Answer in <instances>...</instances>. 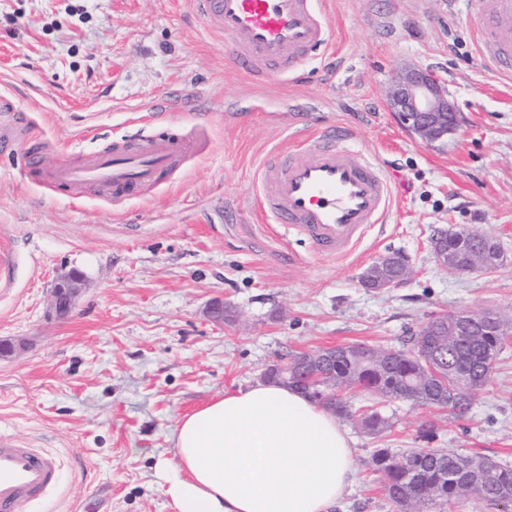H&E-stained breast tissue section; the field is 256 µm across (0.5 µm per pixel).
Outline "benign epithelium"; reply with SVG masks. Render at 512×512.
Returning <instances> with one entry per match:
<instances>
[{
	"label": "benign epithelium",
	"mask_w": 512,
	"mask_h": 512,
	"mask_svg": "<svg viewBox=\"0 0 512 512\" xmlns=\"http://www.w3.org/2000/svg\"><path fill=\"white\" fill-rule=\"evenodd\" d=\"M388 104L397 113L403 126L421 143L434 147L456 134L460 119L455 106L448 100V92L436 75L429 69L414 68L396 74L388 96ZM459 236L463 243L475 250L471 257L472 266L494 269L504 261L498 244L486 239V233L463 230L454 227H439L429 239L430 248L436 263L455 273H467L470 267L458 263L455 253L448 250V237ZM405 265L410 270L404 257L398 254L378 258L360 277L363 287L373 291L395 288L405 281V277L392 275L389 270ZM86 286L85 275L78 270H71L59 275L51 289V307L56 316H67L76 306L81 291ZM479 319V314L461 309L444 321V328L424 329L420 338L412 342L418 347L425 336H458ZM279 374L280 383L288 384V378L297 373L299 365L286 356L273 364Z\"/></svg>",
	"instance_id": "1"
}]
</instances>
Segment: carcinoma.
Segmentation results:
<instances>
[{
	"label": "carcinoma",
	"mask_w": 512,
	"mask_h": 512,
	"mask_svg": "<svg viewBox=\"0 0 512 512\" xmlns=\"http://www.w3.org/2000/svg\"><path fill=\"white\" fill-rule=\"evenodd\" d=\"M488 324L465 330L457 337L447 336L435 346V337L424 338L417 351L379 345L370 356L357 357L344 350L312 371L304 367L292 385L310 397L323 401L327 388L336 389L338 417L356 418L360 428L374 438L393 426L391 419L376 409L358 415L350 410L344 394L359 390L386 402H407L420 408H434L433 394L453 401L448 416H465L475 393L493 380L495 363L505 341L512 336V327L498 330L497 313L486 310ZM480 467L474 487L457 491L451 485L460 459ZM484 456H464L447 448H412L396 452L378 448L370 465L379 474L383 496L397 512H447L455 501L473 496L488 506H499V498L512 494V466Z\"/></svg>",
	"instance_id": "carcinoma-1"
}]
</instances>
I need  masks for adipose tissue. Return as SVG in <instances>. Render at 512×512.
Here are the masks:
<instances>
[{
    "label": "adipose tissue",
    "mask_w": 512,
    "mask_h": 512,
    "mask_svg": "<svg viewBox=\"0 0 512 512\" xmlns=\"http://www.w3.org/2000/svg\"><path fill=\"white\" fill-rule=\"evenodd\" d=\"M171 442L160 471L172 512H331L355 478L336 416L274 381L183 416Z\"/></svg>",
    "instance_id": "adipose-tissue-1"
}]
</instances>
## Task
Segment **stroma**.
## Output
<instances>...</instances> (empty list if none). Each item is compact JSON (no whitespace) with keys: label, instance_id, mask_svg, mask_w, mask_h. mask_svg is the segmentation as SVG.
Instances as JSON below:
<instances>
[{"label":"stroma","instance_id":"35a3bbf8","mask_svg":"<svg viewBox=\"0 0 512 512\" xmlns=\"http://www.w3.org/2000/svg\"><path fill=\"white\" fill-rule=\"evenodd\" d=\"M465 10L464 0H334L332 48L254 91L189 0H0V92L24 116L40 170L142 142L152 130L139 115L175 92V132L205 144L118 206L92 188L48 190L22 155L0 158V237L13 262L0 341L24 343L0 357V432L60 470L21 512H170L158 464L178 419L263 380L279 357L352 343L402 349L429 320L465 308L512 322V79L480 64ZM405 66L433 69L458 108L459 130L441 146L423 145L388 108ZM299 104L349 125L352 148L392 184L388 223L347 257L320 255L252 210L258 167L288 146ZM198 112L212 116L202 130ZM439 224L494 236L505 262L440 268L427 246ZM389 253L407 258L411 276L363 288L362 271ZM73 269L86 287L60 319L51 288ZM216 297L228 310L221 325L206 314ZM381 410L393 422L381 437L344 423L356 476L334 512H396L370 465L378 448H454L512 465V340L466 416L405 402Z\"/></svg>","mask_w":512,"mask_h":512}]
</instances>
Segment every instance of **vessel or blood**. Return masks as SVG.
<instances>
[{
    "instance_id": "vessel-or-blood-1",
    "label": "vessel or blood",
    "mask_w": 512,
    "mask_h": 512,
    "mask_svg": "<svg viewBox=\"0 0 512 512\" xmlns=\"http://www.w3.org/2000/svg\"><path fill=\"white\" fill-rule=\"evenodd\" d=\"M467 24L480 59L512 77V0H466ZM195 16L223 39L230 65L251 88L299 71L330 41L327 0H190ZM22 127L12 104L0 96V156L21 151ZM349 133L293 136L294 148L276 149L263 160L255 187L261 208L274 223L309 239L322 252L349 254L370 225L387 223L393 207L390 183L379 167L348 145ZM197 150L176 133L151 136L145 146L115 144L81 166L63 162L43 183L52 190L95 185L121 201L158 184ZM59 480L53 457L0 433V512H20Z\"/></svg>"
}]
</instances>
